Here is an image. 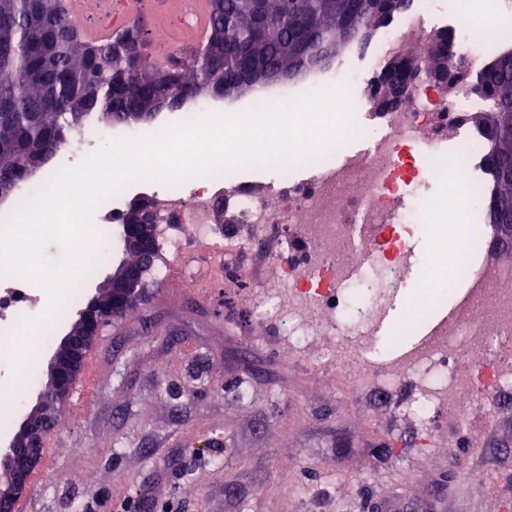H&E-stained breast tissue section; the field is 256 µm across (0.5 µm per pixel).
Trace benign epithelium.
<instances>
[{"label": "benign epithelium", "mask_w": 512, "mask_h": 512, "mask_svg": "<svg viewBox=\"0 0 512 512\" xmlns=\"http://www.w3.org/2000/svg\"><path fill=\"white\" fill-rule=\"evenodd\" d=\"M275 23L277 19L264 13L262 0H256L254 13L244 25L256 32ZM120 241L125 248L136 250L142 262L118 266L110 278L109 302L102 303L93 296L78 311L82 330L61 337L50 355L47 381L35 405L14 433L0 437V469L6 473V481L0 482L2 504L12 506L30 490L32 477L44 461L45 438L63 421L66 402L80 380L86 353L99 328L138 305L147 292V274L158 253L154 212L147 207L140 223L121 225Z\"/></svg>", "instance_id": "benign-epithelium-1"}]
</instances>
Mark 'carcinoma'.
<instances>
[{
	"label": "carcinoma",
	"instance_id": "carcinoma-1",
	"mask_svg": "<svg viewBox=\"0 0 512 512\" xmlns=\"http://www.w3.org/2000/svg\"><path fill=\"white\" fill-rule=\"evenodd\" d=\"M411 0H268L280 23L262 38L240 20L252 0H212L211 36L176 63L167 79L144 58L129 73L112 55V38L91 42L73 25L65 0H0V200L51 164L70 138L100 115L111 124H147L164 111L204 97H230L251 87L295 78L336 57L348 44L366 41ZM448 50L423 60L446 71ZM487 104L483 126L492 131L490 166L496 209L512 200V182L500 177L512 165V54L482 72Z\"/></svg>",
	"mask_w": 512,
	"mask_h": 512
}]
</instances>
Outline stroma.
Masks as SVG:
<instances>
[{
	"instance_id": "1",
	"label": "stroma",
	"mask_w": 512,
	"mask_h": 512,
	"mask_svg": "<svg viewBox=\"0 0 512 512\" xmlns=\"http://www.w3.org/2000/svg\"><path fill=\"white\" fill-rule=\"evenodd\" d=\"M175 233L193 241L188 254L170 250ZM193 233L160 228L143 303L96 336L13 512H380L403 499L407 512H506L511 398L420 434L401 408L406 389L350 386L229 307L243 286L237 262ZM70 328L41 345L11 425L34 406Z\"/></svg>"
}]
</instances>
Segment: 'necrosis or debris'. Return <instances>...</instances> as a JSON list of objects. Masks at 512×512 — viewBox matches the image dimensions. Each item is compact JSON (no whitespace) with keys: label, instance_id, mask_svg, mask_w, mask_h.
<instances>
[{"label":"necrosis or debris","instance_id":"necrosis-or-debris-1","mask_svg":"<svg viewBox=\"0 0 512 512\" xmlns=\"http://www.w3.org/2000/svg\"><path fill=\"white\" fill-rule=\"evenodd\" d=\"M432 11V0H412L349 56L311 72L306 87L272 84L257 94L256 103L339 85L351 106H368L358 88L369 84L371 72L423 50ZM500 32L497 39L473 41V22L462 11L443 34L452 60L475 67L512 51V15L503 19ZM481 104L475 82H456L449 92L426 71L413 72L404 106L373 113L370 123L352 128V136L367 140L366 150L353 151L342 142L335 151L281 167L276 185L264 194L230 171L166 182L152 203L160 223L193 225L198 240L214 239L245 255L252 252L249 234L255 228L272 226L284 235L290 225H303L309 247L301 258L284 262L276 252L264 255L265 267L279 271L276 284L244 268L251 317L280 325L296 353L322 341L316 363L343 370L352 383H408L403 408L423 428L449 416L459 420L467 405L512 392V263L488 259L489 227L477 211L450 216L470 225L472 238L459 245L461 269L449 270L447 277H427L438 266L437 254L416 255L408 240L431 233L440 221L434 199L421 191L429 182L448 178L455 192L490 205L492 138L487 129L466 122L469 109ZM226 218L242 230L217 237L214 227ZM460 280L469 286L467 299L429 340L407 346L450 284ZM4 283L1 366L33 303L26 281L8 277ZM395 305L406 311L402 324L380 335ZM463 365L473 371L465 382L457 377Z\"/></svg>","mask_w":512,"mask_h":512}]
</instances>
